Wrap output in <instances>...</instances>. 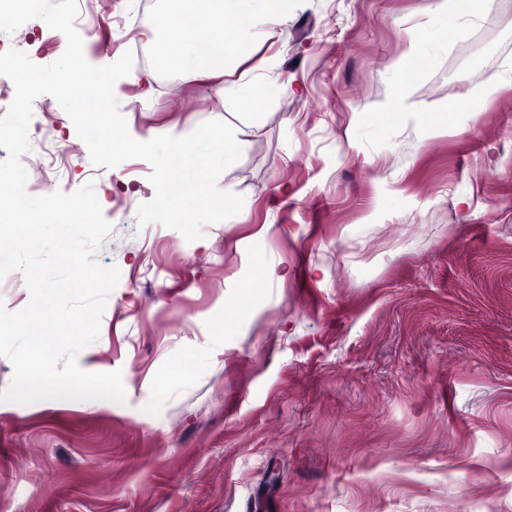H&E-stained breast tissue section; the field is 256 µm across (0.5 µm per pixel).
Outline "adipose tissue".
<instances>
[{"label":"adipose tissue","mask_w":512,"mask_h":512,"mask_svg":"<svg viewBox=\"0 0 512 512\" xmlns=\"http://www.w3.org/2000/svg\"><path fill=\"white\" fill-rule=\"evenodd\" d=\"M287 8L288 0H170L148 30L161 37L158 52L166 67L211 79L245 51L246 28L255 17Z\"/></svg>","instance_id":"obj_1"}]
</instances>
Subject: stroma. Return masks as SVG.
<instances>
[{"label":"stroma","mask_w":512,"mask_h":512,"mask_svg":"<svg viewBox=\"0 0 512 512\" xmlns=\"http://www.w3.org/2000/svg\"><path fill=\"white\" fill-rule=\"evenodd\" d=\"M429 2L291 0L223 77L145 88L164 0H80L124 20L83 53L134 51L130 134L230 124L217 186L244 205L193 242L140 223L151 165H94L35 99L68 162L27 193L105 200L120 277L77 362L121 371L125 401L0 403V512H512V0L456 20ZM15 35L36 64L63 54L41 20ZM230 83L263 85L261 111L225 110Z\"/></svg>","instance_id":"obj_1"}]
</instances>
